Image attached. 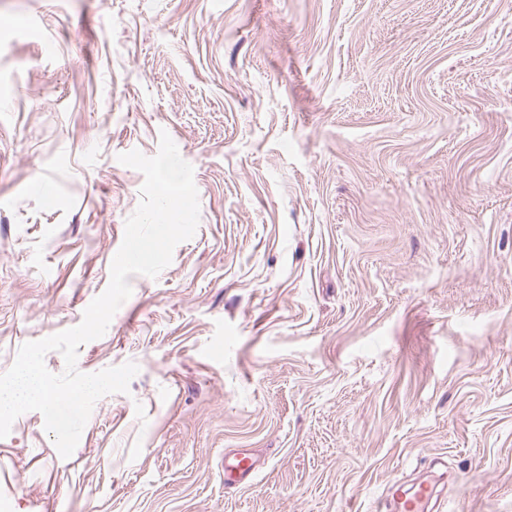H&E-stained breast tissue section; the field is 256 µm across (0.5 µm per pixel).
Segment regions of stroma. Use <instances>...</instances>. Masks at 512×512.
<instances>
[{"mask_svg":"<svg viewBox=\"0 0 512 512\" xmlns=\"http://www.w3.org/2000/svg\"><path fill=\"white\" fill-rule=\"evenodd\" d=\"M164 131L198 229L78 348L139 371L69 458L14 421L0 512H512V0H0V374L106 289ZM259 464L252 452L241 449L233 454L230 461L224 460V484L252 483L258 474ZM435 496L434 485L419 481L409 487L399 485L392 493L387 508L390 512H431L430 504Z\"/></svg>","mask_w":512,"mask_h":512,"instance_id":"35a3bbf8","label":"stroma"}]
</instances>
